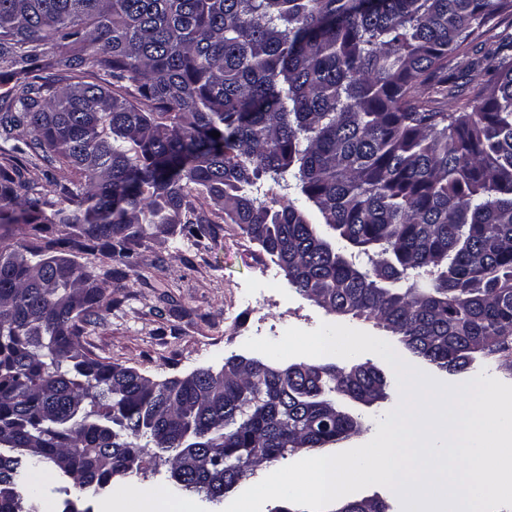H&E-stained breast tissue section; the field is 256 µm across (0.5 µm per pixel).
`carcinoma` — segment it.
Wrapping results in <instances>:
<instances>
[{
	"label": "carcinoma",
	"mask_w": 512,
	"mask_h": 512,
	"mask_svg": "<svg viewBox=\"0 0 512 512\" xmlns=\"http://www.w3.org/2000/svg\"><path fill=\"white\" fill-rule=\"evenodd\" d=\"M509 19L512 0H0V151L67 171L44 191L0 167V512H37L46 466L72 482L61 512H81L72 489L161 466L172 494L219 504L256 467L359 433L334 396L387 397L368 362L235 356L153 381L85 350L119 271L73 255L127 267L178 224L200 243L201 196L299 294L423 362L512 358V24L476 86L452 66Z\"/></svg>",
	"instance_id": "carcinoma-1"
}]
</instances>
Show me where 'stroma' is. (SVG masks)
Listing matches in <instances>:
<instances>
[{
    "label": "stroma",
    "mask_w": 512,
    "mask_h": 512,
    "mask_svg": "<svg viewBox=\"0 0 512 512\" xmlns=\"http://www.w3.org/2000/svg\"><path fill=\"white\" fill-rule=\"evenodd\" d=\"M198 214L212 219V234L197 247L180 246V233L158 232L143 241L138 263L112 284L117 304L88 325L83 345L95 356L138 369L151 379L181 378L196 370H220L233 356L252 357L249 338L280 339L291 327L311 331L320 324H342L391 343L408 364L445 384L458 385L479 374L512 384V368L496 359H477L465 373L450 375L421 365L395 336L374 321L339 317L297 293L284 272L234 224L216 218L205 198ZM398 388L371 406L346 402L362 431L338 444L345 451L369 442L377 421L399 402ZM167 472L140 478L114 477L112 487L95 495L80 494L81 512H135V495L151 490L155 512H207L194 495L174 496Z\"/></svg>",
    "instance_id": "obj_1"
}]
</instances>
